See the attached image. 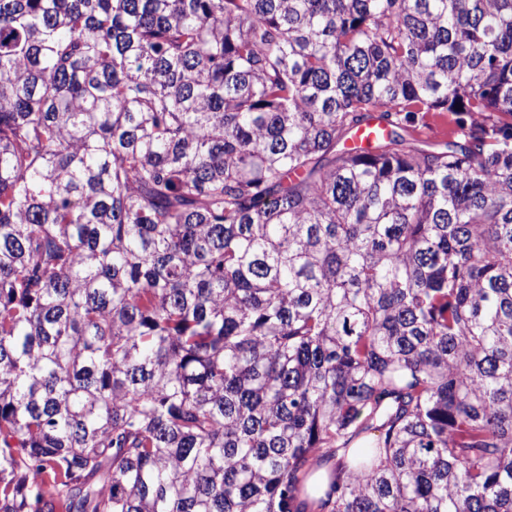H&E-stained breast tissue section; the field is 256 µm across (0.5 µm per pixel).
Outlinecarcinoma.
I'll return each mask as SVG.
<instances>
[{
  "mask_svg": "<svg viewBox=\"0 0 512 512\" xmlns=\"http://www.w3.org/2000/svg\"><path fill=\"white\" fill-rule=\"evenodd\" d=\"M312 492L512 512V0H0V512Z\"/></svg>",
  "mask_w": 512,
  "mask_h": 512,
  "instance_id": "cac0c4a2",
  "label": "carcinoma"
}]
</instances>
